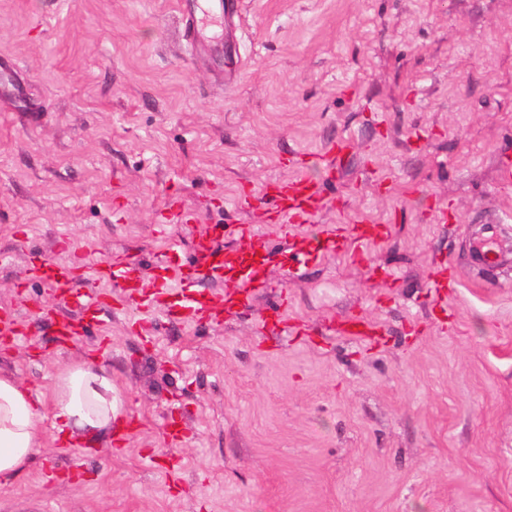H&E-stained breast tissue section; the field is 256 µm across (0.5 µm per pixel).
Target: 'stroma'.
<instances>
[{
	"instance_id": "stroma-1",
	"label": "stroma",
	"mask_w": 512,
	"mask_h": 512,
	"mask_svg": "<svg viewBox=\"0 0 512 512\" xmlns=\"http://www.w3.org/2000/svg\"><path fill=\"white\" fill-rule=\"evenodd\" d=\"M242 2L218 61L190 55L176 0H0L28 94L0 98V307L26 314L0 374L45 428L0 512H512V223L493 271L470 250L512 214V0ZM297 174L323 206L287 228L259 193ZM217 222L225 246L255 224L272 250L248 309L194 323L127 301L59 343L64 303L33 263L82 264L88 289L119 256L152 274L170 236L192 256ZM363 222L390 227L364 260L290 270L288 236ZM351 318L378 337L342 335ZM91 359L121 409L90 447L56 439L53 391Z\"/></svg>"
}]
</instances>
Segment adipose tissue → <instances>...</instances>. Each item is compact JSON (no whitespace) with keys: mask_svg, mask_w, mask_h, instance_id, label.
Instances as JSON below:
<instances>
[{"mask_svg":"<svg viewBox=\"0 0 512 512\" xmlns=\"http://www.w3.org/2000/svg\"><path fill=\"white\" fill-rule=\"evenodd\" d=\"M117 413L112 381L93 365L60 372L55 381L54 417L60 438H95L108 432ZM43 415L31 393L0 376V485L12 482L43 445Z\"/></svg>","mask_w":512,"mask_h":512,"instance_id":"1","label":"adipose tissue"}]
</instances>
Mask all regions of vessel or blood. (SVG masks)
<instances>
[{
  "mask_svg": "<svg viewBox=\"0 0 512 512\" xmlns=\"http://www.w3.org/2000/svg\"><path fill=\"white\" fill-rule=\"evenodd\" d=\"M239 0H181L179 4L181 36L194 52L215 56L224 50V22L237 16ZM266 199L274 204L277 219L288 224L307 223L321 199V184L308 177H295L270 187ZM383 224H356L349 229L330 227L303 236L301 244L292 246L289 259L302 263L344 251L359 258L369 244L385 237ZM494 234L472 241L471 248L485 269L498 265ZM266 244L256 225H242L233 248L224 246V227L210 225L195 242L192 258H184L179 242L168 239L166 251L158 260L152 282H145L140 264L125 258L99 265L98 279L117 288L123 298L134 300L140 308L164 306L169 316L180 320L209 321L221 316L225 304L247 307L246 298L231 296L230 300L214 297L208 292L211 284H232L252 288L261 280L263 269L256 256ZM32 279L45 281L59 294H68L80 285L81 271L74 264L57 258L46 259L30 270ZM112 311V297L88 291L72 303L70 309L59 311L56 332L67 341L80 335L87 325Z\"/></svg>",
  "mask_w": 512,
  "mask_h": 512,
  "instance_id": "b4317fda",
  "label": "vessel or blood"
}]
</instances>
